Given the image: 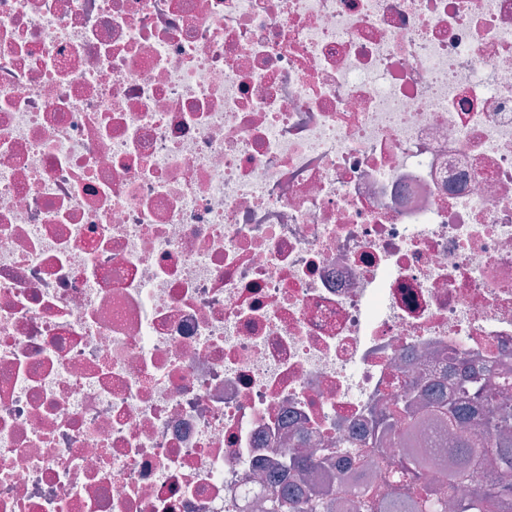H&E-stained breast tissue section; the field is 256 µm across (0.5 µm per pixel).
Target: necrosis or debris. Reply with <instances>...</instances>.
<instances>
[{
    "label": "necrosis or debris",
    "mask_w": 512,
    "mask_h": 512,
    "mask_svg": "<svg viewBox=\"0 0 512 512\" xmlns=\"http://www.w3.org/2000/svg\"><path fill=\"white\" fill-rule=\"evenodd\" d=\"M462 361L512 371V0H0V512H265Z\"/></svg>",
    "instance_id": "1"
}]
</instances>
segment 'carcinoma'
I'll return each instance as SVG.
<instances>
[{"mask_svg":"<svg viewBox=\"0 0 512 512\" xmlns=\"http://www.w3.org/2000/svg\"><path fill=\"white\" fill-rule=\"evenodd\" d=\"M460 372V382L451 387L443 379L412 382L404 398L381 410L367 434L352 443L356 449L378 448L391 440L406 449L387 464L386 492L358 489L361 512H442L441 500L426 484V473L441 466L451 488L489 463L507 479L458 499L455 512H506L512 507V404L486 399L488 383L506 384L509 377L477 372L465 364ZM428 422L457 433L445 462L425 452L432 442L418 438ZM316 465L317 460L296 454L288 456L285 468L298 475ZM266 508L267 512H333L336 503L327 492L303 494L283 486L272 492Z\"/></svg>","mask_w":512,"mask_h":512,"instance_id":"cac0c4a2","label":"carcinoma"}]
</instances>
